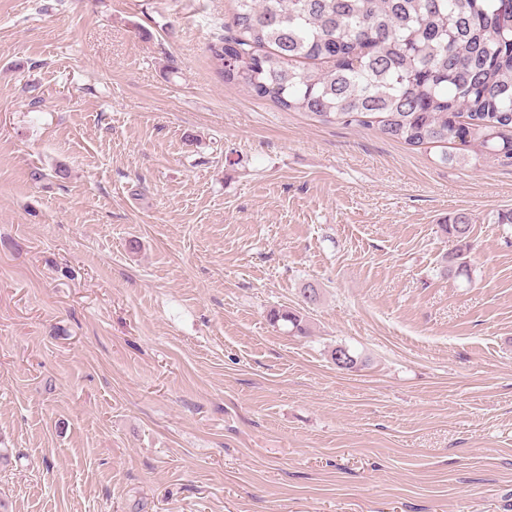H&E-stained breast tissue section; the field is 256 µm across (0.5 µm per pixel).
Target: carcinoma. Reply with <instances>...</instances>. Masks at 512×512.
<instances>
[{
	"mask_svg": "<svg viewBox=\"0 0 512 512\" xmlns=\"http://www.w3.org/2000/svg\"><path fill=\"white\" fill-rule=\"evenodd\" d=\"M230 35L209 46L216 73L252 96L321 121L437 144L442 163L512 158V0H234ZM472 146L448 153V143ZM462 261L472 219L442 225ZM303 334L302 317L274 310Z\"/></svg>",
	"mask_w": 512,
	"mask_h": 512,
	"instance_id": "carcinoma-1",
	"label": "carcinoma"
}]
</instances>
